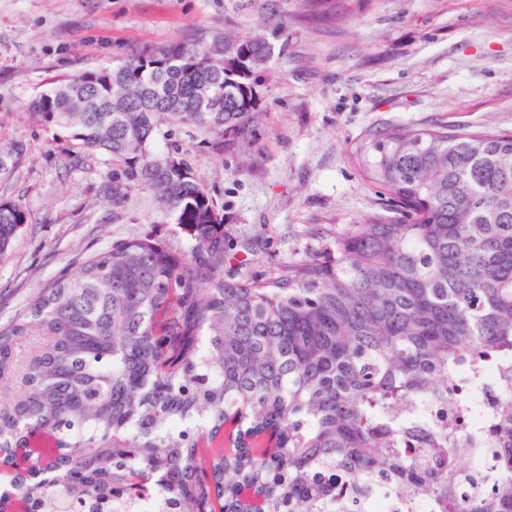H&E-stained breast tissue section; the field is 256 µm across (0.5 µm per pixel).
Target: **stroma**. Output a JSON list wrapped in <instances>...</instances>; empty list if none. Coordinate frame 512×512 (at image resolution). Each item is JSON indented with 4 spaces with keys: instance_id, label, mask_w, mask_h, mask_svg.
Instances as JSON below:
<instances>
[{
    "instance_id": "obj_1",
    "label": "stroma",
    "mask_w": 512,
    "mask_h": 512,
    "mask_svg": "<svg viewBox=\"0 0 512 512\" xmlns=\"http://www.w3.org/2000/svg\"><path fill=\"white\" fill-rule=\"evenodd\" d=\"M218 32L275 46L247 132L216 147L192 124L165 123L152 147L189 164L251 250L241 278L277 275L386 212L354 158L368 133L512 132V0H0V144L27 148L0 178V200L30 212L0 256V324L113 242L149 234L191 244L139 188L112 205L111 160L80 153L29 102L56 80Z\"/></svg>"
}]
</instances>
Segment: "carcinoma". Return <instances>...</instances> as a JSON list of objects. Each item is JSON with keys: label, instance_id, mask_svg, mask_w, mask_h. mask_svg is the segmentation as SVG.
<instances>
[{"label": "carcinoma", "instance_id": "1", "mask_svg": "<svg viewBox=\"0 0 512 512\" xmlns=\"http://www.w3.org/2000/svg\"><path fill=\"white\" fill-rule=\"evenodd\" d=\"M265 55L226 33L171 43L29 103L118 168L112 204L139 187L188 219L193 245L117 241L0 328V453L45 429L55 438V462L35 448L0 504L20 494L28 512H135L138 478L163 488L157 512L212 501L242 512L246 491L265 512H336L392 481L438 512H512V390L495 397L483 438L452 448L446 427H390L423 399L448 404L461 366L512 364V133L368 134L355 159L396 216L351 225L285 275L242 279L224 215L187 163L150 143L163 122H190L216 144L244 131ZM25 153L1 145L0 176ZM29 218L0 201V256ZM33 334L45 344L17 362L16 341ZM205 442L222 444L207 460ZM486 443L500 449L501 476L463 501L470 476L454 457Z\"/></svg>", "mask_w": 512, "mask_h": 512}]
</instances>
